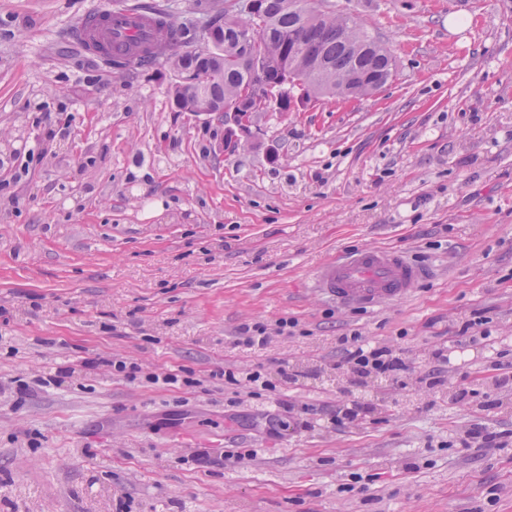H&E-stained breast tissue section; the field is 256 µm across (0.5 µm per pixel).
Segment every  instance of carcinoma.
<instances>
[{
    "label": "carcinoma",
    "instance_id": "1",
    "mask_svg": "<svg viewBox=\"0 0 512 512\" xmlns=\"http://www.w3.org/2000/svg\"><path fill=\"white\" fill-rule=\"evenodd\" d=\"M253 14L224 10L223 33L220 38L201 50H172L163 35L147 46L135 43L132 51L142 55L133 62L113 60L119 69L138 66L166 53L173 59L174 72L192 70L202 78L194 88L173 83L172 105L178 112L186 109L196 96L208 99L215 110L231 108L246 83L267 82L274 85L273 107L286 112L291 107L320 98L341 100L345 97L363 99L375 93L370 82L348 81L349 73L357 66L374 65L381 68L378 78L393 77L395 61L380 41L368 34L352 17L333 9L324 0L322 10L314 14L310 0H256ZM250 27L256 39L252 53L256 64L244 67L237 59V30ZM316 40V49L331 63L332 69L319 71L305 67L304 60L281 53L292 44Z\"/></svg>",
    "mask_w": 512,
    "mask_h": 512
}]
</instances>
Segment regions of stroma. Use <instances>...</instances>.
<instances>
[{
	"mask_svg": "<svg viewBox=\"0 0 512 512\" xmlns=\"http://www.w3.org/2000/svg\"><path fill=\"white\" fill-rule=\"evenodd\" d=\"M122 2L0 0V512H512V447L461 442L512 437V0H335L392 80L257 113L223 152L219 116L173 110L167 59L124 74L68 40ZM145 2L204 47L213 0ZM372 246L426 279L371 310L315 288ZM255 323L268 344L237 345ZM355 333L398 381L354 384ZM254 370L274 392L250 395ZM353 399L370 413L337 424ZM287 404L307 427L269 433ZM338 343L344 352V363L359 380L373 373L396 379L405 370L403 361L389 348L366 345L356 333L352 336L339 337Z\"/></svg>",
	"mask_w": 512,
	"mask_h": 512,
	"instance_id": "stroma-1",
	"label": "stroma"
}]
</instances>
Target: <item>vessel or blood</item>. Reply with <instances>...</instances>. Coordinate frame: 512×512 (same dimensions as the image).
Masks as SVG:
<instances>
[{
	"label": "vessel or blood",
	"mask_w": 512,
	"mask_h": 512,
	"mask_svg": "<svg viewBox=\"0 0 512 512\" xmlns=\"http://www.w3.org/2000/svg\"><path fill=\"white\" fill-rule=\"evenodd\" d=\"M167 16L150 6L104 7L88 13L76 32L82 47L104 41L108 52L126 53L131 41L151 42ZM424 267L394 249H361L321 267L315 286L337 302L361 308L408 296L425 279Z\"/></svg>",
	"instance_id": "vessel-or-blood-1"
}]
</instances>
